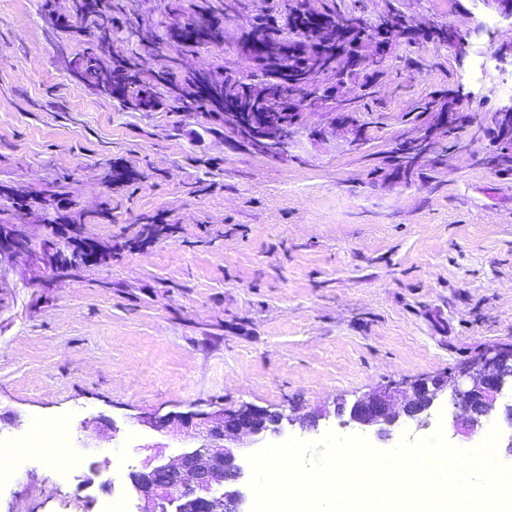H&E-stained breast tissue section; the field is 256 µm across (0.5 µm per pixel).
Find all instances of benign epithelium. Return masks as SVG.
Listing matches in <instances>:
<instances>
[{"label":"benign epithelium","instance_id":"benign-epithelium-1","mask_svg":"<svg viewBox=\"0 0 512 512\" xmlns=\"http://www.w3.org/2000/svg\"><path fill=\"white\" fill-rule=\"evenodd\" d=\"M484 9L492 12L512 26V0H479ZM395 33L403 40H410L423 32L408 16L384 14L373 33L372 51L360 50L352 54L351 64H360L377 71L383 70L390 54L388 34ZM449 47L459 57L467 55V33L457 26L442 28ZM339 31L324 28L318 43L299 50L305 57L300 68L290 70L288 78L291 99H304L314 109H325L333 115L336 130L345 140L360 149L368 139V129L350 112L352 99L334 92L325 97L322 86L328 71L321 55L324 46L337 41ZM288 55L284 46L268 47L255 58L264 68L280 66ZM496 68L502 72L512 68V40L502 42L493 54ZM453 104L437 101L432 111L425 113L427 124L404 129L398 143L405 147L427 146L436 134L438 120L446 118L448 109H457V116L465 118L461 109L464 91L449 94ZM303 112L288 111V126L283 122H269L260 128L238 125L235 112L224 113L226 124L239 131L238 139L254 152L267 150L276 143L282 130L293 137L304 126ZM30 251V238L24 227L17 224L0 225V262H10L16 256ZM512 385V344L496 346L481 352L454 375L444 378H421L398 391L380 390L356 399L352 404L339 399L334 403V414L347 417L344 424L362 431H371L381 441L391 439L394 428L409 423L421 429L428 425L431 411L442 399H447L453 409L454 435L470 436L485 424L503 418L512 425V405L503 400L504 391ZM326 413L306 417L284 414L252 404L217 410L170 412L155 417L153 427L158 430L179 425L194 431V443L183 449L174 460H166L163 451L142 462L138 469L128 473L129 484L138 499L137 512H247L248 484L241 457L229 446L244 437L277 439L287 428L302 431L316 429Z\"/></svg>","mask_w":512,"mask_h":512}]
</instances>
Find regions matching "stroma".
I'll return each instance as SVG.
<instances>
[{"label": "stroma", "mask_w": 512, "mask_h": 512, "mask_svg": "<svg viewBox=\"0 0 512 512\" xmlns=\"http://www.w3.org/2000/svg\"><path fill=\"white\" fill-rule=\"evenodd\" d=\"M390 1L418 24L467 31L466 58L393 40L367 147L313 111L281 160L226 140L207 114L131 112L94 94L64 62L85 43L54 23L70 0H54L51 19L43 0H0V187L60 192L63 212L112 207L111 221L79 228L97 261L57 273L23 256L0 269V441L64 420L82 458L73 472L27 460L0 485V512H98L109 499L135 512L127 475L148 446L169 457L186 446L182 428L147 427L158 415L211 403L315 412L512 343V181L455 150L403 188L370 174L422 99L461 86L474 113L512 98L500 73L473 74L512 31L471 0L361 7L372 18ZM252 12L225 23L223 49L192 60L235 67ZM406 51L420 70H404ZM116 164L134 186L107 188ZM4 219L34 249L74 250L44 212ZM99 416L117 432L86 429Z\"/></svg>", "instance_id": "stroma-1"}]
</instances>
